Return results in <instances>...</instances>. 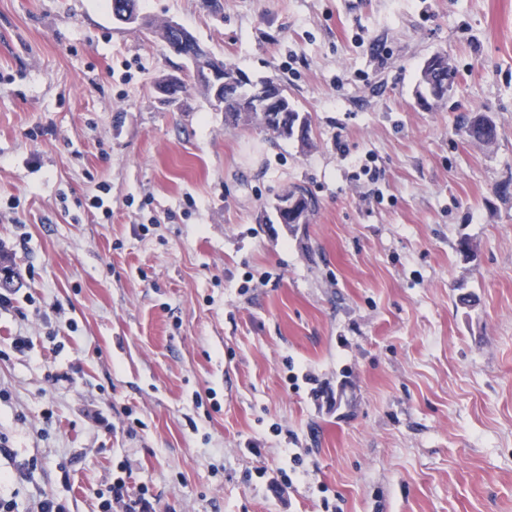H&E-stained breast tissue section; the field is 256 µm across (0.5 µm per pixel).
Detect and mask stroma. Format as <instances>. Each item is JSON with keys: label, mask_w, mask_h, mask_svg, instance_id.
<instances>
[{"label": "stroma", "mask_w": 512, "mask_h": 512, "mask_svg": "<svg viewBox=\"0 0 512 512\" xmlns=\"http://www.w3.org/2000/svg\"><path fill=\"white\" fill-rule=\"evenodd\" d=\"M139 10L280 79L315 146L192 81L160 103L181 59L108 0H0V498L103 512L120 476L156 512H512V0ZM437 52L456 90L424 109ZM294 183L321 209L290 228ZM490 116L484 113L473 112L464 118L459 127L460 135L471 144L478 147L492 148L496 143V130L486 131L485 120Z\"/></svg>", "instance_id": "1"}]
</instances>
